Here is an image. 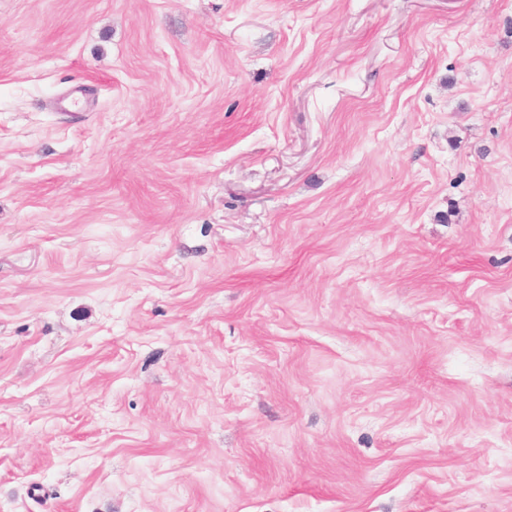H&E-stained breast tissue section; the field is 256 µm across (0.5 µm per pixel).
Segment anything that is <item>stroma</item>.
<instances>
[{"label": "stroma", "mask_w": 512, "mask_h": 512, "mask_svg": "<svg viewBox=\"0 0 512 512\" xmlns=\"http://www.w3.org/2000/svg\"><path fill=\"white\" fill-rule=\"evenodd\" d=\"M0 512H512V0H0Z\"/></svg>", "instance_id": "stroma-1"}]
</instances>
